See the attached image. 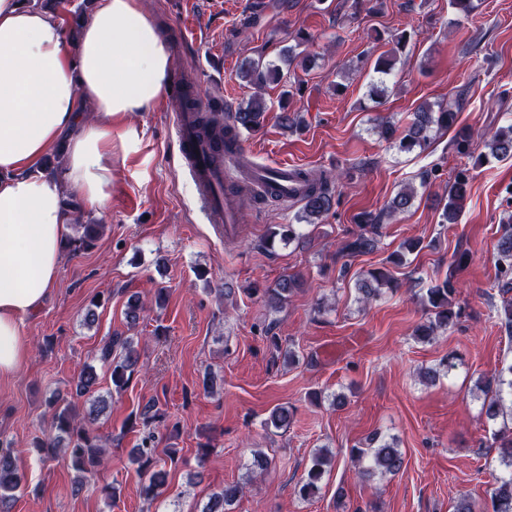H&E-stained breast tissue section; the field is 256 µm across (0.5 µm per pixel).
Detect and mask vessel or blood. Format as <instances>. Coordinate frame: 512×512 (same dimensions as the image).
<instances>
[{"label": "vessel or blood", "mask_w": 512, "mask_h": 512, "mask_svg": "<svg viewBox=\"0 0 512 512\" xmlns=\"http://www.w3.org/2000/svg\"><path fill=\"white\" fill-rule=\"evenodd\" d=\"M174 131L179 146L180 164L187 171L194 185V201L198 210L208 223L221 225L225 235H235L239 230L238 214L231 202L224 197L225 188L234 183L229 172L230 165L238 164L239 152H228L224 155L223 165L214 167L208 157L214 151L212 144L200 141L196 126V114L192 111H180L176 114ZM278 173L275 183H268L267 170L258 166L254 169L257 190L275 187L284 197L299 196L301 188L291 178V164H276Z\"/></svg>", "instance_id": "obj_1"}]
</instances>
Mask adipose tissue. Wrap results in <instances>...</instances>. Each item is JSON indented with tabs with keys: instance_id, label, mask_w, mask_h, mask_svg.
<instances>
[{
	"instance_id": "adipose-tissue-1",
	"label": "adipose tissue",
	"mask_w": 512,
	"mask_h": 512,
	"mask_svg": "<svg viewBox=\"0 0 512 512\" xmlns=\"http://www.w3.org/2000/svg\"><path fill=\"white\" fill-rule=\"evenodd\" d=\"M171 55L138 0H94L75 52L61 22L30 0H0V378L28 354L24 320L54 287L74 216L64 198L102 206L112 193V156L136 152L123 126L164 97ZM95 104L86 121L84 104ZM63 147L65 164L43 160Z\"/></svg>"
}]
</instances>
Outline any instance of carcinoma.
Wrapping results in <instances>:
<instances>
[{
    "label": "carcinoma",
    "mask_w": 512,
    "mask_h": 512,
    "mask_svg": "<svg viewBox=\"0 0 512 512\" xmlns=\"http://www.w3.org/2000/svg\"><path fill=\"white\" fill-rule=\"evenodd\" d=\"M296 44L288 46L283 53V65L267 62L262 58L247 59L242 64L239 77L253 86L254 94L247 102L240 104L231 112L230 120L224 121L220 112H197L198 136L206 140H224L237 142L240 130H252L258 127L269 111L268 103L262 95L268 83L283 79V67L297 66L307 72L314 68L318 57L299 50L302 45L313 41V37L299 31L295 36ZM407 42V34L400 31L391 36L393 47L380 55L373 67L378 74V82L371 84L372 91L378 95L386 93L384 77L391 74L397 63V51ZM456 112L441 103H420L411 114V119L404 128H399L381 118L376 125L380 138L398 143L401 150L411 152L415 149L424 151L441 130H446L455 122ZM512 157V124L501 127L483 142V152L475 158V164L482 165L490 159ZM296 180L302 185L303 202L302 220L308 224H316L327 215L334 206V192L329 179L324 174L314 175L312 172L299 169L295 172ZM470 193V174L464 168L455 174L448 187V201L441 208V223L456 224L463 210L464 203ZM415 188L407 186L399 191L388 202L386 209L378 214L365 213L360 216L357 229L342 241L338 254L343 257H354L372 253L376 249L377 236L380 234L383 218H391L406 212L413 204ZM103 225L79 224L77 236L70 239L76 249L87 250L94 247ZM497 288L504 299L497 309L498 319L508 334L512 335V215L508 216L501 227V235L497 241ZM463 253L454 256L444 277L435 281L426 289L422 299L426 318L415 329V336L421 342L435 340L438 331L446 330L456 324L461 316L456 295L458 287L455 272L465 262ZM302 286L301 279L296 275L282 277L275 287L265 292L267 305L278 310L294 292ZM394 286V279L386 268H377L365 273L355 274V287L360 294L361 302L368 304L382 297L384 290ZM99 361L108 367L110 380L115 391L125 390L140 364V353L131 336L115 334L100 348ZM97 384V373L89 366L81 375L75 387V394L82 397L94 391ZM478 388L484 396L482 412L489 421L509 415L512 418V365L491 376L483 377ZM46 405L52 413L51 432L43 438H36L33 448L43 460L64 462L76 473L77 486L83 481L97 475L103 467L107 449L101 443L99 435L87 425V417L99 416L108 409V400L97 397L90 407L88 415H83L75 402L60 392L52 394ZM293 412L287 407L274 408L265 421L266 427L276 429L288 427ZM143 425L162 422L165 414L156 401L151 400L139 412ZM153 434L147 433L141 446L133 449V461L137 464L139 482L137 493L140 496L155 500L163 495L167 484L168 471L162 465L157 449L151 442ZM501 448V463L505 466L504 475L498 478L493 487L489 501L481 507V512H512V429L505 428L498 435ZM374 448L366 451L362 448L350 449V459L356 463L358 473L363 477L376 474L386 477L398 474L403 468V454L393 440L377 436L371 438ZM332 452L327 448L317 449L311 459L306 476L298 485V493L303 498H312L320 490L319 483L325 469L331 464ZM25 481V474L13 455L10 444L0 441V512H9L10 503L16 499L15 492ZM244 494V486L240 483H227L224 487L213 491L200 512H230Z\"/></svg>",
    "instance_id": "obj_1"
}]
</instances>
